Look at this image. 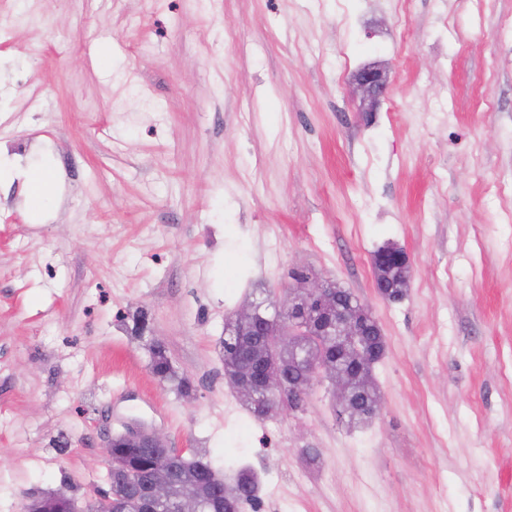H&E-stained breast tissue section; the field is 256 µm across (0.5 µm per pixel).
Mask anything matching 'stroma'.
<instances>
[{"mask_svg": "<svg viewBox=\"0 0 512 512\" xmlns=\"http://www.w3.org/2000/svg\"><path fill=\"white\" fill-rule=\"evenodd\" d=\"M0 144L61 185L35 225L0 182V512L105 486L133 422L252 469L242 512H512V0H0ZM296 270L377 320L375 417L323 382L261 421L225 377L226 319ZM357 89L362 93L363 111L373 112L380 97L389 93V83L384 71L376 67L362 69L356 76ZM380 272L383 275V278L386 280L389 288L386 287L385 283L378 276H375L374 288H376L377 293L384 297L386 292L388 298L392 302L401 300L407 291V288H403L406 284V281L400 279L401 276L397 270L387 268L382 269ZM151 363L150 368L152 373L162 379H172L176 374L171 365V361L167 354L165 346L158 341H155L150 346Z\"/></svg>", "mask_w": 512, "mask_h": 512, "instance_id": "1", "label": "stroma"}]
</instances>
